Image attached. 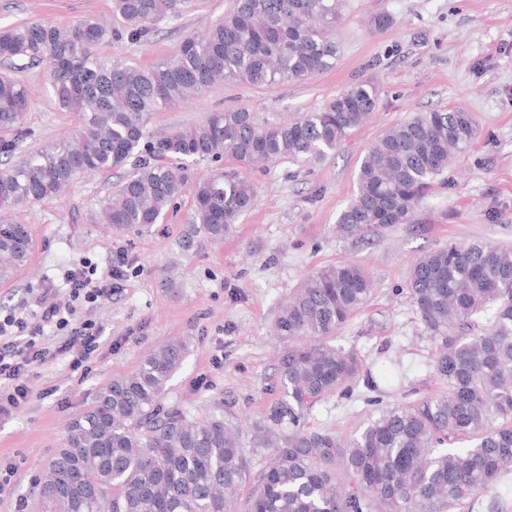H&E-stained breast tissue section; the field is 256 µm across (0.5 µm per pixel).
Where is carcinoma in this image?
<instances>
[{
  "mask_svg": "<svg viewBox=\"0 0 512 512\" xmlns=\"http://www.w3.org/2000/svg\"><path fill=\"white\" fill-rule=\"evenodd\" d=\"M187 7L188 0H112V29L85 18L63 28L31 20L0 30V60L46 61L54 103L79 117L72 133L10 163L31 136L21 125L30 98L25 85L0 76V129L14 131L0 139V210L128 165L99 215L116 230L145 229L175 204L182 166L228 161L232 167L196 183L192 206V223L220 242L254 201L238 168L317 164L379 109L377 87L366 81L289 122L232 108L172 134L146 135L152 113L217 83L271 85L336 66L330 31L342 20L341 0H233L224 18L147 67L99 53L108 39L149 40ZM475 135L473 116L458 109L417 112L384 130L360 161L336 232L363 241L411 223L451 154L466 151ZM30 249L26 227L1 219L0 276L22 266ZM406 288L436 343L432 368L442 393L383 408L345 440L305 426L311 405L348 392L361 371L355 351L328 339L368 302L374 283L363 266L337 261L311 272L277 319V335L296 345L282 361L286 398L256 425L272 449L268 465L252 471L239 432L223 416L196 419L164 405L189 348L177 338L101 387L69 423L44 468L38 512H235L237 491L249 482L246 512H473L488 491L489 512H508L512 248L489 239L450 242L412 262ZM338 464L350 479L345 489L336 484Z\"/></svg>",
  "mask_w": 512,
  "mask_h": 512,
  "instance_id": "cac0c4a2",
  "label": "carcinoma"
}]
</instances>
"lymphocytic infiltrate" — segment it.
Returning <instances> with one entry per match:
<instances>
[{"instance_id": "obj_1", "label": "lymphocytic infiltrate", "mask_w": 512, "mask_h": 512, "mask_svg": "<svg viewBox=\"0 0 512 512\" xmlns=\"http://www.w3.org/2000/svg\"><path fill=\"white\" fill-rule=\"evenodd\" d=\"M122 276L121 265H114L100 278H93L85 264H75L64 274L70 302L60 307H42L35 325L9 317L0 320V414L22 408L32 396L29 374L50 359L70 357L80 367L97 348V338L89 322H77L81 304L112 296L114 280ZM55 330V343L44 341L46 330Z\"/></svg>"}]
</instances>
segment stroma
<instances>
[{
	"instance_id": "obj_1",
	"label": "stroma",
	"mask_w": 512,
	"mask_h": 512,
	"mask_svg": "<svg viewBox=\"0 0 512 512\" xmlns=\"http://www.w3.org/2000/svg\"><path fill=\"white\" fill-rule=\"evenodd\" d=\"M231 4L200 0L180 19L162 23L149 42L113 39L99 51L149 65L172 54L186 35L203 32ZM382 12L395 24L373 32L367 20ZM342 14L334 69L269 86L220 83L150 116L151 133H172L234 107L262 120H288L321 108L352 84L377 85L378 111L325 161L244 171L256 187L255 206L222 242L191 223L196 182L213 172L204 161L190 165L174 208L144 231L117 232L96 221L98 199L119 183L116 172L80 177L60 196L8 212V220L26 226L31 250L23 266L0 280V316L10 313L32 325L39 298L66 303L64 274L80 259L102 273L123 254L129 268L111 300L78 311L79 320L100 330L91 357L76 369L65 358L35 369L29 402L0 415V463L14 469L13 490L0 496V512H13L19 499L35 505L39 475L63 444L67 423L113 377L132 372L148 352L178 337L188 338L189 350L168 384L165 405L197 418L224 414L239 425L253 467L264 465L269 451L255 445L254 428L285 396L281 361L290 346L274 324L289 293L328 263L357 262L373 277L374 295L330 342L355 350L380 390L355 380L349 392L309 408L307 426L346 439L380 408L440 389L431 368L435 344L405 283L415 257L448 242L485 238L512 246V0H344ZM36 18L60 27L80 18L106 24L112 0H0V28ZM0 71L31 93L22 120L31 135L21 152L77 126L76 115L60 111L47 93V64L23 61ZM430 109L472 113L477 134L470 148L425 192L412 223L369 243L338 237L336 219L352 198L366 149L384 129Z\"/></svg>"
}]
</instances>
